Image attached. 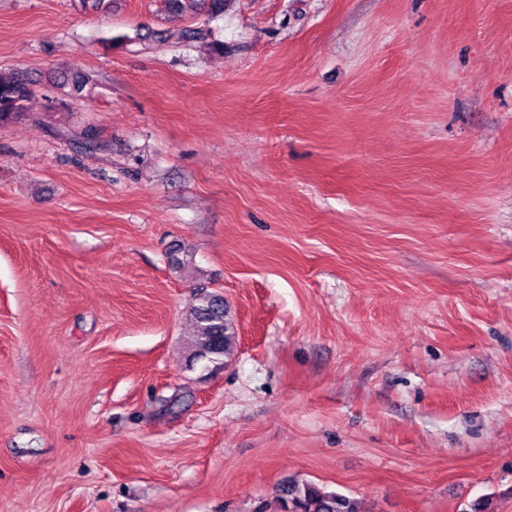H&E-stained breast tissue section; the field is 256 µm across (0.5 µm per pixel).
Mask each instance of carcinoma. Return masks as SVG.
<instances>
[{"mask_svg":"<svg viewBox=\"0 0 512 512\" xmlns=\"http://www.w3.org/2000/svg\"><path fill=\"white\" fill-rule=\"evenodd\" d=\"M35 93V81L19 72H0V124L25 115L27 102ZM193 323L191 347L198 358L219 360L230 356L236 345L231 318L224 304V297L202 293L190 308ZM288 512H359L357 502L349 497L325 492L305 484H290L282 489Z\"/></svg>","mask_w":512,"mask_h":512,"instance_id":"cac0c4a2","label":"carcinoma"}]
</instances>
